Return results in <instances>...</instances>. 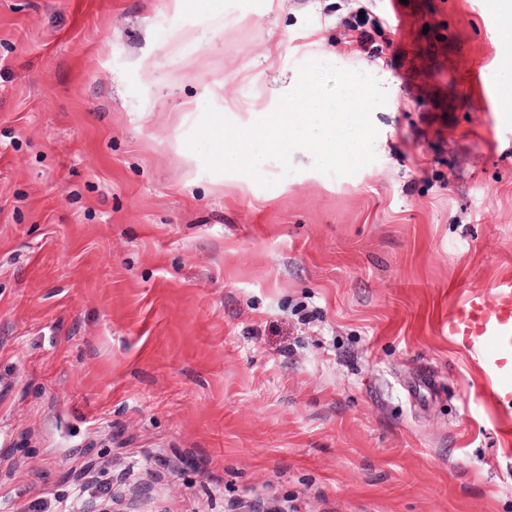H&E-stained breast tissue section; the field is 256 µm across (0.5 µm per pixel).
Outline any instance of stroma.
<instances>
[{"label":"stroma","mask_w":512,"mask_h":512,"mask_svg":"<svg viewBox=\"0 0 512 512\" xmlns=\"http://www.w3.org/2000/svg\"><path fill=\"white\" fill-rule=\"evenodd\" d=\"M0 0V512H512L506 412L448 289L512 272V45L474 0ZM309 60L373 75L376 159L185 144L205 104L273 111ZM360 12H363L364 17H360ZM343 23L349 31L356 33V42L365 54H370L369 57L382 54L384 48L390 46V40L385 37L389 35L386 33V24L380 17L373 15L365 4L352 11ZM504 61L498 58L484 62H476L473 66V76L485 89V112H501V103L506 83L502 79L505 63L511 60V53H503Z\"/></svg>","instance_id":"obj_1"}]
</instances>
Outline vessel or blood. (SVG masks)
<instances>
[{
  "label": "vessel or blood",
  "mask_w": 512,
  "mask_h": 512,
  "mask_svg": "<svg viewBox=\"0 0 512 512\" xmlns=\"http://www.w3.org/2000/svg\"><path fill=\"white\" fill-rule=\"evenodd\" d=\"M499 60L475 63L473 76L485 89V109H501L507 88ZM448 333L472 355L483 371L492 395L512 405V277L485 289H454L448 312Z\"/></svg>",
  "instance_id": "b4317fda"
}]
</instances>
